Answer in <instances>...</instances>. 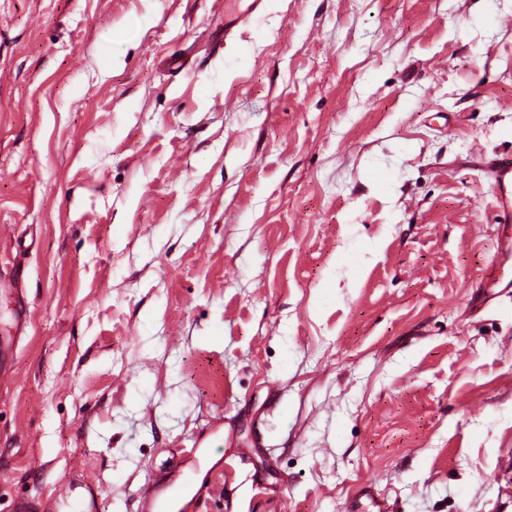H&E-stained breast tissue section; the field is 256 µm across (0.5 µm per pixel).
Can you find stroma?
Segmentation results:
<instances>
[{"instance_id": "35a3bbf8", "label": "stroma", "mask_w": 512, "mask_h": 512, "mask_svg": "<svg viewBox=\"0 0 512 512\" xmlns=\"http://www.w3.org/2000/svg\"><path fill=\"white\" fill-rule=\"evenodd\" d=\"M494 155L512 0H0V512H512ZM191 476L184 474L179 479L171 480L166 486L165 501L159 503L154 497H145V505H148V512H167V508L184 501L190 490Z\"/></svg>"}]
</instances>
